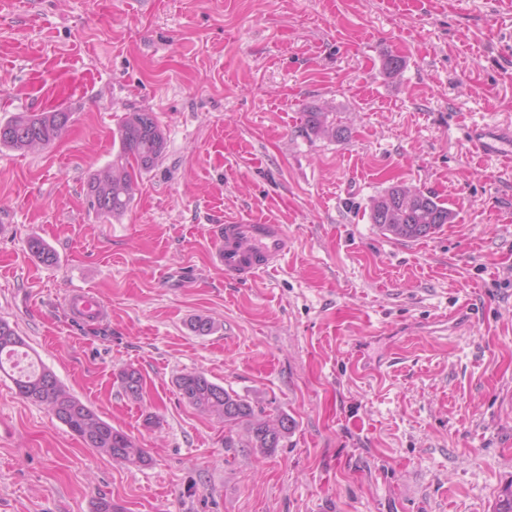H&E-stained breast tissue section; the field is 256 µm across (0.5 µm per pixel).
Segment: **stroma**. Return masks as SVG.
<instances>
[{"label":"stroma","mask_w":512,"mask_h":512,"mask_svg":"<svg viewBox=\"0 0 512 512\" xmlns=\"http://www.w3.org/2000/svg\"><path fill=\"white\" fill-rule=\"evenodd\" d=\"M509 23L505 0L1 7L0 122L72 118L46 148L0 146V318L150 463L86 446L0 377V512H93L101 497L121 512H492L512 482V163L465 133L512 127ZM312 110L344 135L311 132ZM130 112L153 113L166 150L106 218L86 184ZM397 184L451 222L384 235L370 206ZM239 219L290 239L246 282L216 257L215 229ZM33 235L56 264L28 251ZM77 289L105 321L70 315ZM184 372L288 414L291 431L246 447L180 398Z\"/></svg>","instance_id":"stroma-1"}]
</instances>
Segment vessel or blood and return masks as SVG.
I'll return each instance as SVG.
<instances>
[{
    "mask_svg": "<svg viewBox=\"0 0 512 512\" xmlns=\"http://www.w3.org/2000/svg\"><path fill=\"white\" fill-rule=\"evenodd\" d=\"M467 139L475 151L512 161V131L486 124L470 128ZM216 239L217 255L225 275L237 280L254 278L288 251V235L279 224L238 220L222 225ZM66 301L74 318L98 322L106 315L104 304L93 291H73Z\"/></svg>",
    "mask_w": 512,
    "mask_h": 512,
    "instance_id": "obj_1",
    "label": "vessel or blood"
}]
</instances>
